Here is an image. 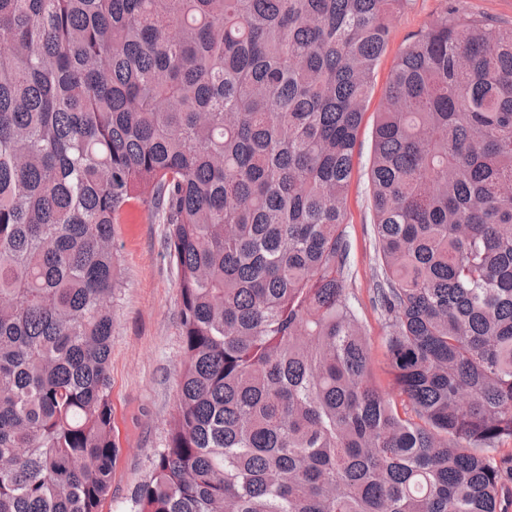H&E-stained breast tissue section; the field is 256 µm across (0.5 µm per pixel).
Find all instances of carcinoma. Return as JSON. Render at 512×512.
Listing matches in <instances>:
<instances>
[{
    "label": "carcinoma",
    "instance_id": "cac0c4a2",
    "mask_svg": "<svg viewBox=\"0 0 512 512\" xmlns=\"http://www.w3.org/2000/svg\"><path fill=\"white\" fill-rule=\"evenodd\" d=\"M408 0H0V512L112 486L115 225H168L184 360L130 512H507L512 25L399 54L369 191L398 408L344 224Z\"/></svg>",
    "mask_w": 512,
    "mask_h": 512
}]
</instances>
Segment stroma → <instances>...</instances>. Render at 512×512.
<instances>
[{
  "mask_svg": "<svg viewBox=\"0 0 512 512\" xmlns=\"http://www.w3.org/2000/svg\"><path fill=\"white\" fill-rule=\"evenodd\" d=\"M441 0H410L392 22L389 44L377 69L375 88L363 115L350 189L345 230L350 241L347 287L370 345L376 387L393 396L388 373L387 320L373 301L378 265L367 180L372 133L394 62L403 48L440 11ZM167 225L144 206L131 204L117 226L121 288L113 300L111 400L114 454L112 488L99 512H130L139 485L165 444L175 409L183 349L176 272L166 254Z\"/></svg>",
  "mask_w": 512,
  "mask_h": 512,
  "instance_id": "stroma-1",
  "label": "stroma"
}]
</instances>
